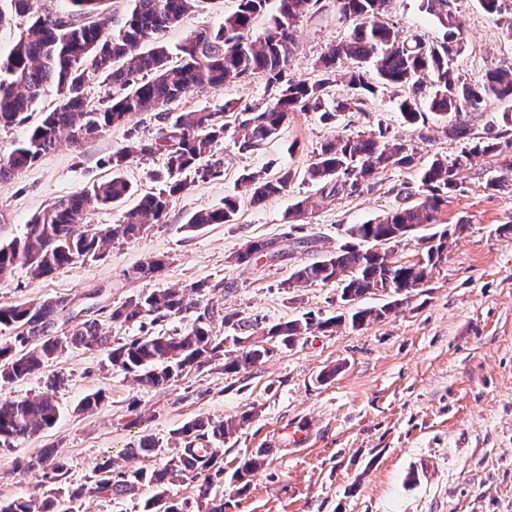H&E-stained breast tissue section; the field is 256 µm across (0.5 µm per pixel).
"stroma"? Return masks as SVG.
<instances>
[{"mask_svg": "<svg viewBox=\"0 0 512 512\" xmlns=\"http://www.w3.org/2000/svg\"><path fill=\"white\" fill-rule=\"evenodd\" d=\"M236 6L237 0H198L165 39L175 44L191 32L218 29ZM451 8L464 38L456 73L477 82L490 67L512 65V38L478 0H451ZM391 21L404 35L430 44L446 33L421 0H399ZM351 32L336 0H319L297 26L291 74L317 78L315 61ZM272 95L264 79L252 77L192 92L177 108L216 111L228 100L251 107ZM400 95L397 88L379 90L363 111L339 113L330 124L316 112L293 113L275 137L250 151H239L235 135H226L213 156L218 175L195 180L174 196L165 223L46 278L16 269L0 280V306L66 298L94 311L150 291L220 280L223 290L210 297L211 330L228 350L234 338L281 322L345 312L337 285L289 287L294 270L338 250L350 225L409 205L419 169L433 159H455L491 130L512 139V111L497 99L469 115V136L459 140L445 136L436 113L421 124L406 122L397 107ZM59 98L56 86L45 87L24 124L1 130L0 156ZM381 130L413 148V166L380 171L363 192L323 199L304 221L288 223L293 204L319 191L304 173L321 145L338 135ZM156 131L151 114H138L79 146L60 142L0 182V243L22 234L53 201L107 177L112 153L132 137ZM283 169L295 173L284 195L256 203L239 187L242 173L272 176ZM499 176L512 180V150L472 159L439 223L381 243L391 261L410 264L425 253L431 235H448L426 279L387 318L357 329L344 323L315 330L291 346L274 339L272 354L248 369L228 372L216 360L152 389L112 367L105 351L69 348L51 367L67 379L56 393L55 426L0 444V502L22 496L42 501L87 482L106 460L126 470L153 469L173 454L174 434L184 424L239 418L242 426L224 441V478L211 489L224 512H512V189H490L489 180ZM234 194L239 209L233 223L187 230L190 215L222 206ZM262 239L277 241L280 259L234 264L248 242ZM153 257L166 260L159 277L131 278L135 266ZM95 392L105 397L100 407L78 411ZM298 425L308 430L299 443L288 437L289 427ZM145 436L155 440L157 454L138 452ZM48 447L67 463L62 479L21 467ZM255 456L261 467L248 483L235 481L236 469Z\"/></svg>", "mask_w": 512, "mask_h": 512, "instance_id": "obj_1", "label": "stroma"}]
</instances>
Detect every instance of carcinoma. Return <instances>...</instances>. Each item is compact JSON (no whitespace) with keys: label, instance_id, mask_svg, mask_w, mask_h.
<instances>
[{"label":"carcinoma","instance_id":"obj_1","mask_svg":"<svg viewBox=\"0 0 512 512\" xmlns=\"http://www.w3.org/2000/svg\"><path fill=\"white\" fill-rule=\"evenodd\" d=\"M33 0H3L0 26L12 14L29 15L32 23L0 58V130L25 120L47 83L57 85L61 98L8 154L0 157V181H7L55 148L61 136L74 145L95 139L125 124L139 113H154L158 136L151 141L127 146L112 153L111 173L70 197L50 204L35 215L26 231L6 244H0V279L16 269L34 270L36 277L50 276L59 268L86 258H94L114 239H129L166 223L171 198L188 188V176L201 178L219 173L218 165L206 162L228 132L237 134L239 148L252 150L276 136L294 112H319L331 121L338 112H361L366 99L378 88L398 86L407 90L398 104L406 121L414 124L425 110L454 117L446 135L467 134L466 117L478 111L489 98L512 102V66L489 68L482 81L473 83L451 67L460 53L463 38L456 31L450 0H422L425 11L446 28L443 41L427 44L409 38L389 22L398 0H336L337 12L351 22V35L320 56L316 68L320 78L310 81L288 75V63L297 51L296 27L318 0H278L277 12L264 31L251 33L256 17L265 12L268 0H238L237 10L224 16L214 31L202 30L171 47L164 33L180 24L195 8L196 0H131L132 8L112 28L100 20V0H70L72 13L65 17L41 14L32 8ZM261 75L276 88V95L265 106L244 108L224 103L220 112H175L171 105L200 88L218 89L231 79ZM432 76L431 92H423L420 77ZM100 78L117 84L126 93L100 108L89 107L86 87ZM342 80L351 90L348 97L325 107L330 84ZM512 147V141L491 132L485 140L467 151L464 158L451 162L435 159L420 170L421 199L363 224L350 225L346 233L360 243L396 240L408 230L436 224L448 204V193L458 187L461 173L471 158ZM160 154L164 170L156 174L158 187L139 197L138 203L120 224L102 228L89 223L90 213L100 206L120 205L137 193L126 176L127 168L139 156ZM413 152L399 141L378 131L371 136H339L322 144L315 161L307 169L308 179L320 185L321 192L334 196L353 195L364 190L365 182L378 171L394 166H410ZM293 180L290 170L273 178L243 174L240 184L251 200L261 202L288 192ZM308 196L288 211L290 223H298L315 208ZM239 198L227 196L224 205L190 216L191 230L209 224L234 221ZM447 234L428 247L424 258L408 265L389 261L377 250H361L343 245L320 260L296 269L288 287L308 282L335 283L343 300L355 301L363 295L390 287L398 295L409 293L427 277L428 269L446 246ZM272 241L255 240L234 256V263L247 265L257 257L276 254ZM161 258L151 259L133 269L137 278H153L165 267ZM224 288V282L197 281L179 290L152 291L109 309L113 323L139 324L164 322L195 310L196 318L181 332H157L114 344L102 332L95 318L75 322L63 338L54 335L58 316L69 306L67 299L43 300L29 305L0 306V391L27 376L45 369L69 346L99 348L108 352L113 366L134 376L144 387L169 384L186 369H200L224 354V341L212 336L210 321L214 308L206 297ZM398 306L389 302L379 308H356L349 317L326 320L306 316L276 324L251 340L247 347L226 359L224 370L239 371L268 357V342L281 337L290 342L312 331L327 330L342 320L353 328L371 319H381ZM65 384L64 376H46L38 393L21 399L0 394V443L8 444L53 427L58 411L55 391ZM231 421L195 420L177 430L180 448L158 468L125 471L105 461L94 469L90 483L45 503L46 512H79L82 501L104 493L123 495L147 483L154 486L147 512H190L186 504L168 498L167 485L179 480L203 477L199 498L206 501L205 512H224V502H209L213 476L222 449L212 448L234 433ZM28 469H50L53 478L66 474V464L49 451L25 464Z\"/></svg>","mask_w":512,"mask_h":512}]
</instances>
